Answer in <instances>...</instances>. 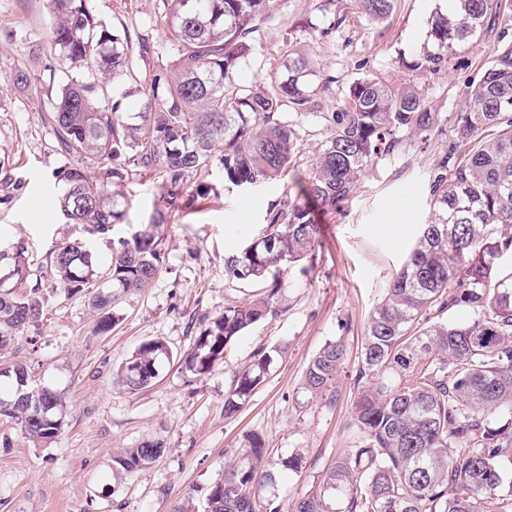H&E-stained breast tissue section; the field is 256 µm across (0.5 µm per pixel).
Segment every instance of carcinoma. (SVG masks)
<instances>
[{
  "label": "carcinoma",
  "mask_w": 512,
  "mask_h": 512,
  "mask_svg": "<svg viewBox=\"0 0 512 512\" xmlns=\"http://www.w3.org/2000/svg\"><path fill=\"white\" fill-rule=\"evenodd\" d=\"M166 37L164 55L149 34L110 27L89 0H45L46 42L38 46L44 71L57 85L47 123L64 163L53 173L63 184L57 205L67 224L105 236L124 220L114 188L149 177L158 185L152 216L112 249L100 269L95 252L76 241L49 260L48 279L29 283L24 248L0 251V349L37 323L42 291L61 288L85 296L98 311L96 332L112 330L116 300L147 287L161 271L154 228L167 222L189 189V178L216 170L234 186L292 177L296 194L271 203L265 229L224 259L230 280L264 284L255 298L224 307L201 331L186 359L196 377L209 374L242 332L281 312L285 264L317 265V214L335 215L376 160L408 136L427 143L443 131L441 117L412 82L365 74L320 118L327 135L301 159L300 119L317 106L309 53L283 54L270 82L243 86V66H263L262 35L274 0H156ZM398 0H355L363 21L385 23ZM502 0H449L430 21V48L397 69L434 71L457 48L472 45L499 24ZM304 31L320 40L346 22L336 0H321ZM146 78L142 111H122L118 88ZM18 90L36 91L42 78L18 65ZM491 130L492 136L482 132ZM455 142L443 151L429 183L431 216L413 249L368 317L354 379L352 424L359 438L336 458L295 512H512V272L496 260L512 249V41L471 90L456 116ZM466 143L469 151L458 155ZM455 307L467 322L442 315ZM169 355L159 339L143 343L120 369L131 390L149 387ZM342 339L310 360L302 388L333 399L345 362ZM274 355L259 350L233 375L224 397L232 418L266 381ZM15 389L0 390V418L24 437L50 443L63 428L59 395L28 387L26 367L7 370ZM159 440H146L113 457L127 472L155 463ZM276 484L259 437H250L237 463L224 470L207 499V512H277L265 491Z\"/></svg>",
  "instance_id": "obj_1"
}]
</instances>
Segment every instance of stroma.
I'll use <instances>...</instances> for the list:
<instances>
[{
    "mask_svg": "<svg viewBox=\"0 0 512 512\" xmlns=\"http://www.w3.org/2000/svg\"><path fill=\"white\" fill-rule=\"evenodd\" d=\"M319 0H278L262 49V68L237 74L243 85L275 75L286 42L311 45L321 76L332 84L317 96L318 115L303 119L305 153L326 136L319 118L361 72L381 74L399 58L422 53L430 20L446 0H398L390 21L368 26L353 0H343L347 21L333 38L311 42L297 23ZM108 25L140 27L153 19L155 0H95ZM43 0H0V158L7 159L9 187L0 186V249L21 246L32 278L47 271L50 254L63 242L86 239L100 264L112 245L129 237L151 212L158 188L145 179L121 187L127 216L109 237L86 236L82 225L64 223L54 205L61 187L53 178L62 160L50 127L42 120L43 98L19 92L8 80L14 63L42 74L44 61L33 52L46 38ZM497 33L458 50L440 69L411 73L434 111L446 119V132L429 145L405 141L393 156L370 170L345 210L322 222L317 268H284L283 311L245 331L211 373L194 377L184 361L208 319L225 305L249 301L256 285L229 280L224 259L264 229L269 203L288 190L286 182L242 189L217 172L199 174L210 185L208 198L173 212L156 234L162 257L157 278L124 295L110 334L95 331L96 314L87 298L48 289L41 321L0 352V368L27 367L38 385L59 394L64 427L55 441L24 438L0 419V512H205L212 486L238 457L248 436L263 439L278 460L299 455L298 472L281 475L273 503L290 512L297 499L318 485L336 455L353 447L350 427L353 376L364 326L384 290L409 255L421 224L430 216L428 180L446 145L468 91L481 79L498 51ZM409 207L395 228L385 219L401 202ZM343 338L344 369L333 401L313 399L301 388L310 359L329 341ZM163 340L171 355L159 376L142 390H128L116 371L152 339ZM281 349L264 385L235 417L224 415V396L234 372L258 349ZM163 441V455L150 467L129 473L112 462L142 441Z\"/></svg>",
    "mask_w": 512,
    "mask_h": 512,
    "instance_id": "stroma-1",
    "label": "stroma"
}]
</instances>
